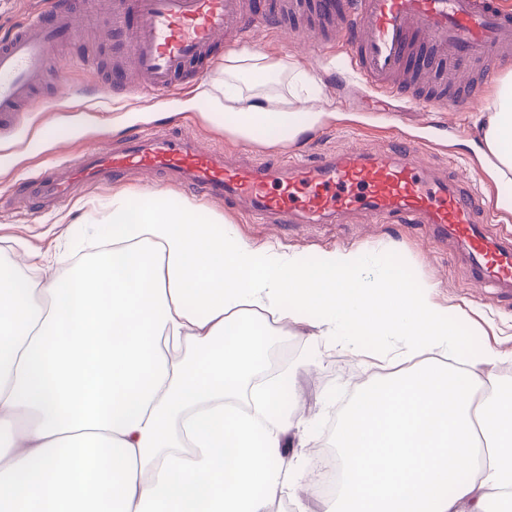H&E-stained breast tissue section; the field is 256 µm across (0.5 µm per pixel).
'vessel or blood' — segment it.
<instances>
[{
	"label": "vessel or blood",
	"instance_id": "b4317fda",
	"mask_svg": "<svg viewBox=\"0 0 512 512\" xmlns=\"http://www.w3.org/2000/svg\"><path fill=\"white\" fill-rule=\"evenodd\" d=\"M283 6L267 0H112L99 25L112 50L102 84L133 92L138 84L175 95L187 91L192 66L225 33L254 39L276 28ZM314 41L332 40L360 84L421 104L451 102L471 110L481 89L512 64V10L503 0H315ZM79 0H55L0 40V123L19 126L37 103L54 49L76 34ZM436 144L396 135L384 145L293 153L276 162H229L189 132H132L121 145L95 148L62 168L31 176L36 202L68 200L78 183L130 172H160L189 189L271 224H339L353 215L380 223L423 224L438 240L463 244L475 283L512 288V237L491 234L497 211L476 191L426 168Z\"/></svg>",
	"mask_w": 512,
	"mask_h": 512
}]
</instances>
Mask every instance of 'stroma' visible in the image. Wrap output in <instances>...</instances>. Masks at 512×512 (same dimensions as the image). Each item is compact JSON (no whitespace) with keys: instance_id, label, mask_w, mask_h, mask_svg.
Here are the masks:
<instances>
[{"instance_id":"1","label":"stroma","mask_w":512,"mask_h":512,"mask_svg":"<svg viewBox=\"0 0 512 512\" xmlns=\"http://www.w3.org/2000/svg\"><path fill=\"white\" fill-rule=\"evenodd\" d=\"M92 21L91 12H84L78 25L79 42L56 53L57 65L66 75L72 96L85 102L96 97L100 82L98 72L81 66L82 55L89 51L96 54L100 70L112 66V53L106 44L98 42L91 30ZM255 48L284 65V73L272 80L278 91H286L290 70L300 69L316 76L318 100L296 103L294 109L322 114L318 124L300 132L290 142L279 141L273 131L253 141L258 158L273 160L289 145L303 148L313 156L366 143L368 135L378 131L390 137L400 127L411 135H424L428 113L418 108L404 109L401 100L384 98L355 86L338 63L335 51L321 50L313 40L277 30L268 31ZM189 99V94L184 93L172 97L165 108L159 109L139 105L132 96L115 98L114 110L97 113L94 123L82 127L83 138L79 141L74 140L70 126L52 113L32 108L25 113L23 122L39 140V148L33 152L13 151V134L0 131V153H10L13 164L12 170L0 169V259L15 261L26 271L51 260L55 271L62 272L70 261L88 253L96 241L89 230L93 214L88 200L104 204L117 191L146 187L192 198V191L171 183L162 173L129 174L106 185L83 186L76 189L71 200L54 207L30 203L21 193L31 174L57 166L65 156H77L101 138L120 140L136 125L146 129L163 123L170 129H185L205 144L223 146L227 155L237 156L245 146L244 141L215 125L203 109L188 108ZM484 107L480 101L471 112L441 113L444 125L439 133L447 151H430L423 159L451 177L476 176L477 188L492 201L497 197L498 187L485 172L481 135L476 128ZM392 111L398 114L394 123L385 118ZM208 208L256 244L277 242L284 249L309 257L335 248L363 246L385 250L412 281L436 283L440 303L474 312L485 334L473 335L468 324L459 323L460 354H468L471 348L484 343L502 355V369H512V293L474 286L458 250L433 242L426 229L407 224H374L362 217L344 224H262L246 220L221 203H209ZM309 332L308 326L297 325L291 337L270 340L261 365L265 371L279 366L281 377L292 381L308 441L305 447L286 449L284 459L306 469L315 468L319 448L333 441L341 412L355 389L377 376V368L365 367L366 355L384 351L388 345L387 340L376 336H340L335 343L313 347L305 342Z\"/></svg>"}]
</instances>
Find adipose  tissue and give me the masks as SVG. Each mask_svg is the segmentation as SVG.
I'll use <instances>...</instances> for the list:
<instances>
[{
	"label": "adipose tissue",
	"mask_w": 512,
	"mask_h": 512,
	"mask_svg": "<svg viewBox=\"0 0 512 512\" xmlns=\"http://www.w3.org/2000/svg\"><path fill=\"white\" fill-rule=\"evenodd\" d=\"M280 62L250 48L190 102L240 140L290 139L316 112L264 94ZM486 172L512 183V78L485 108ZM110 249L27 276L0 260V512H268L304 469L281 379L253 383L256 323L309 344L397 336L410 367L358 389L336 426L343 471L324 512H490L512 505V388L499 353L445 361L461 338L436 299L363 249L309 258L258 245L162 190L96 206Z\"/></svg>",
	"instance_id": "adipose-tissue-1"
}]
</instances>
